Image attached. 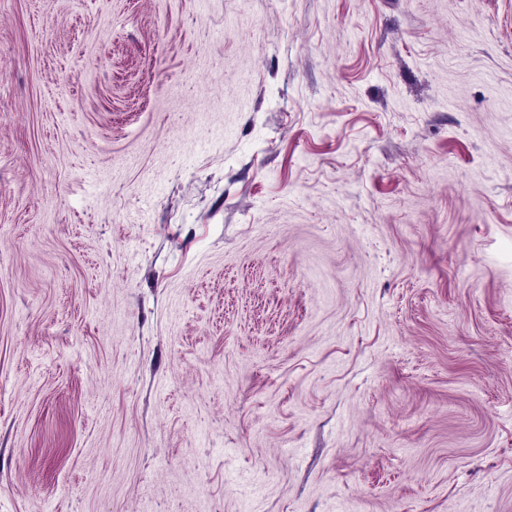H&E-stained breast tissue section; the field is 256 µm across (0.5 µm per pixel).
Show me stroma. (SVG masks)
Returning <instances> with one entry per match:
<instances>
[{"label": "stroma", "mask_w": 512, "mask_h": 512, "mask_svg": "<svg viewBox=\"0 0 512 512\" xmlns=\"http://www.w3.org/2000/svg\"><path fill=\"white\" fill-rule=\"evenodd\" d=\"M0 512H512V0H0Z\"/></svg>", "instance_id": "35a3bbf8"}]
</instances>
